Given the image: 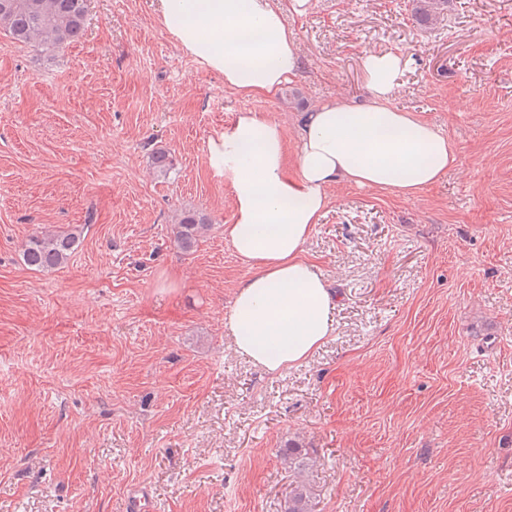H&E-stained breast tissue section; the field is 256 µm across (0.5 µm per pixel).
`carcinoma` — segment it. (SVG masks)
Masks as SVG:
<instances>
[{
  "label": "carcinoma",
  "instance_id": "1",
  "mask_svg": "<svg viewBox=\"0 0 512 512\" xmlns=\"http://www.w3.org/2000/svg\"><path fill=\"white\" fill-rule=\"evenodd\" d=\"M419 19L431 24L448 0H417ZM87 0H0V30L18 43L28 44L46 52L58 51L83 37ZM151 169L158 178L166 179L174 170L170 153L157 151ZM209 229L208 219L198 212H185L174 225V236L185 254L194 252L200 237ZM75 232L41 231L31 235L23 245L25 264L36 270H51L66 263L79 244ZM296 486L288 498L286 512H312L311 500L302 480V471H295Z\"/></svg>",
  "mask_w": 512,
  "mask_h": 512
}]
</instances>
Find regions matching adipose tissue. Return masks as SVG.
Returning <instances> with one entry per match:
<instances>
[{"instance_id": "obj_1", "label": "adipose tissue", "mask_w": 512, "mask_h": 512, "mask_svg": "<svg viewBox=\"0 0 512 512\" xmlns=\"http://www.w3.org/2000/svg\"><path fill=\"white\" fill-rule=\"evenodd\" d=\"M161 2L165 30L241 100L275 93L296 75L294 36L275 0ZM404 67L394 52L366 55L369 101L333 100L307 113L296 160L280 126L249 109L209 142L234 209L224 237L252 269L225 321L238 350L269 371L301 363L332 330V295L304 256L327 211V186L345 181L410 197L459 164L434 126L392 106Z\"/></svg>"}]
</instances>
